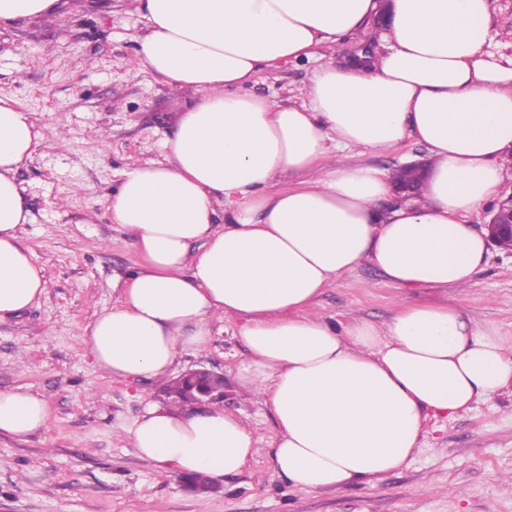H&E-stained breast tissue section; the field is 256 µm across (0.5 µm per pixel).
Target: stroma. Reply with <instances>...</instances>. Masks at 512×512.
I'll return each instance as SVG.
<instances>
[{"instance_id":"35a3bbf8","label":"stroma","mask_w":512,"mask_h":512,"mask_svg":"<svg viewBox=\"0 0 512 512\" xmlns=\"http://www.w3.org/2000/svg\"><path fill=\"white\" fill-rule=\"evenodd\" d=\"M81 9L0 26V93L30 112L42 135L16 173L32 221L21 239L43 269L45 293L22 315L0 321V390L23 389L46 400V430L0 437V512H512V389L453 417H427V444L373 484L305 493L275 472L276 426L258 401L239 393L236 368L245 350L234 322L209 346L179 358L177 371L222 373L224 410L261 436L241 473L217 479L215 491L186 490L182 475L157 472L122 440L161 382L100 374L78 335L118 300L112 280L139 263L116 231L107 197L131 159H156L189 100L137 57L142 18L119 0H79ZM312 63L259 75L248 93L290 104L303 100ZM94 211L95 223H83ZM442 299L495 321L512 334V251L490 245L470 288L408 289L362 264L325 288L317 312L333 322L387 321L398 305Z\"/></svg>"}]
</instances>
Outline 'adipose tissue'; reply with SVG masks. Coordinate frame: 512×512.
<instances>
[{
	"instance_id": "1",
	"label": "adipose tissue",
	"mask_w": 512,
	"mask_h": 512,
	"mask_svg": "<svg viewBox=\"0 0 512 512\" xmlns=\"http://www.w3.org/2000/svg\"><path fill=\"white\" fill-rule=\"evenodd\" d=\"M141 62L187 110L163 157L129 166L107 198L141 262L116 304L79 328L96 368L163 379L235 320L241 389L279 435L274 468L303 492L372 483L448 417L512 386V336L444 301L402 304L380 324L313 313L324 288L364 263L405 288L468 287L487 253L480 214L512 176V65L491 52L490 0H129ZM388 18L382 52L326 59L349 32ZM322 58L302 103L245 94L282 61ZM426 145L421 196L379 209L392 173L331 165L338 152ZM40 145L30 112L0 95V320L39 303L45 282L20 242L30 223L14 174ZM48 403L0 390V436L43 430ZM158 471H242L257 438L238 417L149 401L124 430Z\"/></svg>"
}]
</instances>
